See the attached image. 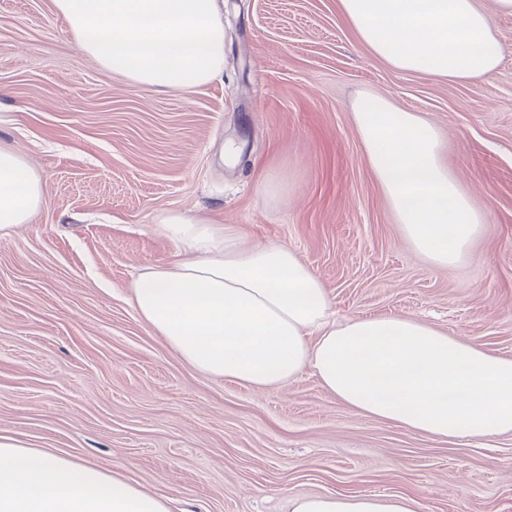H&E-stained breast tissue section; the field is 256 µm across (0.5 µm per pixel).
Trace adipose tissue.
Returning <instances> with one entry per match:
<instances>
[{"instance_id":"1","label":"adipose tissue","mask_w":512,"mask_h":512,"mask_svg":"<svg viewBox=\"0 0 512 512\" xmlns=\"http://www.w3.org/2000/svg\"><path fill=\"white\" fill-rule=\"evenodd\" d=\"M67 32L99 65L156 90L224 73L219 0H54ZM346 20L394 68L451 81L490 77L501 57L479 0H339ZM353 121L405 241L437 267L465 261L487 223L442 160L437 127L377 96ZM41 178L0 146V239L32 223ZM153 230L173 260L145 268L132 304L184 362L257 390L312 370L356 413L436 437L512 435V358L410 316L336 323L322 281L288 246L246 243L237 225L177 210ZM291 512H416L404 494L293 498ZM0 512H170L165 497L98 467L0 433Z\"/></svg>"}]
</instances>
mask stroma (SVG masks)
<instances>
[{
    "label": "stroma",
    "instance_id": "1",
    "mask_svg": "<svg viewBox=\"0 0 512 512\" xmlns=\"http://www.w3.org/2000/svg\"><path fill=\"white\" fill-rule=\"evenodd\" d=\"M480 4L505 47L485 79L394 69L338 0H224L223 80L156 92L83 54L53 0H0V113L16 115L0 142L44 195L0 244V431L120 471L173 512H289L333 492L512 512V436L424 437L354 413L308 371L262 391L206 376L130 301L141 269L174 257L155 214L201 213L288 245L337 320L417 317L512 357V13ZM366 95L440 131L489 215L468 260L436 268L404 241L354 125Z\"/></svg>",
    "mask_w": 512,
    "mask_h": 512
}]
</instances>
